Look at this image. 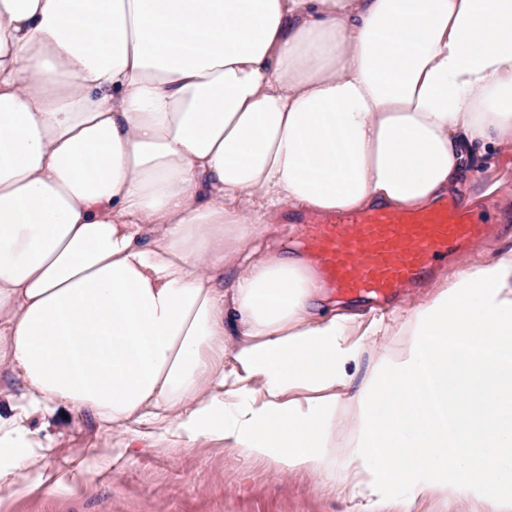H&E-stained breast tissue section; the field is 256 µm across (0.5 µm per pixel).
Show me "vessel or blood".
Listing matches in <instances>:
<instances>
[{
	"mask_svg": "<svg viewBox=\"0 0 512 512\" xmlns=\"http://www.w3.org/2000/svg\"><path fill=\"white\" fill-rule=\"evenodd\" d=\"M484 232L478 218L451 201L420 212L375 207L304 226L324 286L373 300L422 281L449 252Z\"/></svg>",
	"mask_w": 512,
	"mask_h": 512,
	"instance_id": "1",
	"label": "vessel or blood"
}]
</instances>
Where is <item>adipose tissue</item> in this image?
Masks as SVG:
<instances>
[{
    "mask_svg": "<svg viewBox=\"0 0 512 512\" xmlns=\"http://www.w3.org/2000/svg\"><path fill=\"white\" fill-rule=\"evenodd\" d=\"M509 152L512 0H0V489L60 487L32 419L66 414L512 512V247L384 317L257 245L476 204Z\"/></svg>",
    "mask_w": 512,
    "mask_h": 512,
    "instance_id": "ef3b65f1",
    "label": "adipose tissue"
}]
</instances>
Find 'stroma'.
Instances as JSON below:
<instances>
[{"mask_svg": "<svg viewBox=\"0 0 512 512\" xmlns=\"http://www.w3.org/2000/svg\"><path fill=\"white\" fill-rule=\"evenodd\" d=\"M486 236L449 254L442 272L492 253L512 238V187L472 208ZM52 450L44 461L62 489L34 494L25 484L0 491V512H358L354 501L325 489L316 478L284 472L263 460L240 458L208 445L141 449L91 471L93 448H118L120 433H105L90 417L56 419L47 429Z\"/></svg>", "mask_w": 512, "mask_h": 512, "instance_id": "stroma-1", "label": "stroma"}]
</instances>
